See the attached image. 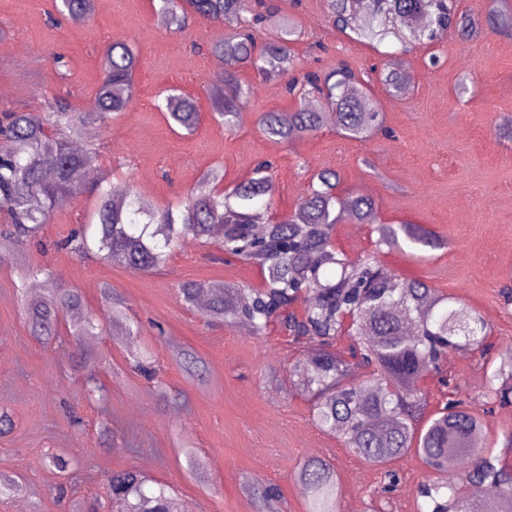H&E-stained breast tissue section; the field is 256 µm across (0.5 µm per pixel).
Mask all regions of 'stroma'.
I'll list each match as a JSON object with an SVG mask.
<instances>
[{"instance_id": "35a3bbf8", "label": "stroma", "mask_w": 512, "mask_h": 512, "mask_svg": "<svg viewBox=\"0 0 512 512\" xmlns=\"http://www.w3.org/2000/svg\"><path fill=\"white\" fill-rule=\"evenodd\" d=\"M270 2L300 32L294 45L299 72L346 65L363 73L388 59L403 63L410 78L402 98L390 97L379 82L369 84L386 133L362 143L327 126L294 143L266 139L258 128L261 113L291 111L295 101L283 82L259 79L249 69L239 74L250 89L243 121L226 131L210 118L209 92L223 66L207 46L220 25L202 19L183 30L158 24L152 0H95L91 16L77 26L53 23L52 0H0V111L39 112L58 96L83 103L101 80L105 47L125 39L140 60L133 100L123 114L93 127L100 172L114 185L134 186L164 208L210 169L221 168L230 188L266 161L273 209L285 214L319 170L333 169L338 193L373 199L375 224H420L444 241L418 259L405 249L377 247L375 224L340 223L336 248L353 259L375 256L390 271L458 298L487 323L491 358L512 354V300L506 297L512 288V139L500 134L504 119H512V35L488 20L493 9L512 15V0H456L458 13L479 24L470 38L454 33L431 44L376 49L332 27L325 0ZM58 53L69 62L64 78L52 60ZM173 88L197 101L201 122L193 134L174 131L156 107L158 95ZM95 202L89 189L65 198L38 242L22 253L25 262L51 270L46 288L80 291L98 323L83 341L90 364L82 363L67 334L48 341L33 336L18 305L14 268L0 265V410L13 421L0 435V472L22 485L0 498V512H71L76 500L112 512L106 480L125 469L167 485L177 512H266L252 493L260 482L278 487L280 512H306L293 477L312 458L335 467L341 512H367L381 469L320 431L307 398L290 392L288 368L300 353L288 334L274 324L256 338L178 298L179 284L187 281L259 286L257 267L231 256L217 259L213 246L193 240L149 274L56 249L55 241L84 222ZM106 286L124 299L127 316L139 326L136 338L111 334L101 295ZM135 348L153 363L154 377L135 370ZM91 368L108 391L106 401L87 394L84 376ZM443 376L467 400L481 401L488 390L478 354L452 353L442 372L424 377L429 410L448 397ZM186 442L196 451L197 470L189 468ZM53 453L70 460L66 477L45 466ZM397 470L400 483L386 512H418L425 468L412 457ZM61 482L68 487L64 498L56 491Z\"/></svg>"}]
</instances>
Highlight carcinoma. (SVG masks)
Returning <instances> with one entry per match:
<instances>
[{
    "label": "carcinoma",
    "instance_id": "obj_1",
    "mask_svg": "<svg viewBox=\"0 0 512 512\" xmlns=\"http://www.w3.org/2000/svg\"><path fill=\"white\" fill-rule=\"evenodd\" d=\"M326 3L332 25L360 42H403L408 35L432 42L446 32L474 33V22L456 13L454 0ZM55 9L62 18H85L92 14L94 0H55ZM158 12L179 29L192 18L223 25L209 51L224 64L221 84L211 94L212 119L224 128L232 130L242 121L249 91L238 72L250 68L261 79H286L285 88L298 100L292 112L260 116L262 132L273 141L290 143L326 124L358 142L384 131L382 113L351 68L295 74L299 32L291 22L275 19L263 0L253 6L249 0H159ZM265 28L269 36L260 42L257 32ZM138 67L133 47L115 39L103 52L101 82L85 105L59 97L50 112L0 113V264L40 236L62 198L82 192L87 172L99 167L96 144L84 141L86 127L128 108ZM373 71L391 96L407 92L403 69L386 64ZM156 107L170 127L187 134L197 130L201 113L195 99L169 91ZM270 167L267 161L258 163L250 178L228 191L221 188L223 171L212 169L174 210L157 208L132 186L116 203L112 183L100 180L90 221L56 245L143 273L164 266L188 238L244 261H259V287L193 281L181 285L182 298L192 303L205 293L208 318L242 326L255 337L275 321L293 342L308 345L293 365L297 380L292 385L308 395L322 431L338 437L365 462L384 468L371 509L381 507L395 490L398 476L392 465L414 456L426 469L417 491L424 512H470L472 489L483 494L485 512H512V467L484 451L482 418L491 404H512V356L502 358L490 374L485 407H475L453 389L442 408L422 418L428 402L420 380L439 370L453 352L485 354L483 317L422 279L393 275L373 257L354 261L337 250L336 224H372L375 212L367 196L336 193L338 176L332 169L319 171L317 184L309 185L294 210L256 235L255 216L269 212L274 202ZM377 231V244L390 249L404 243L417 251L440 246L437 236L414 224H380ZM48 272L30 264L17 269L24 316L38 337L55 335L59 316L66 317L78 344L94 331L78 291L61 288L39 303L26 299L28 284ZM103 296L121 335H137L112 288L104 287ZM345 313L353 320L351 343L340 349ZM450 454L467 461L462 472H448ZM149 482L141 471L122 470L112 473L106 490L119 512H173V499ZM294 483L306 499V512H339L342 487L329 462L306 461Z\"/></svg>",
    "mask_w": 512,
    "mask_h": 512
}]
</instances>
